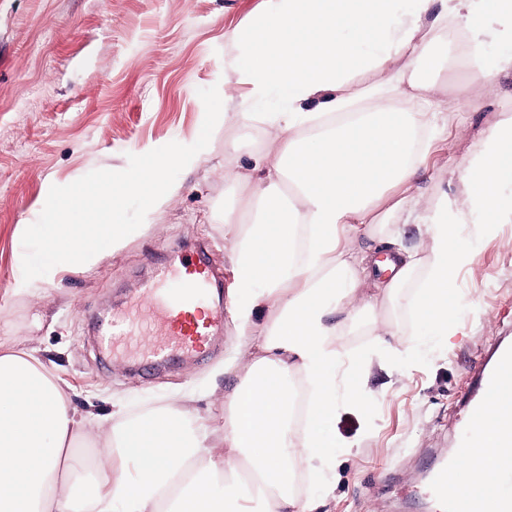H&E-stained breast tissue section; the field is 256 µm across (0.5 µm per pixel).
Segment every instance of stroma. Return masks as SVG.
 I'll use <instances>...</instances> for the list:
<instances>
[{
    "label": "stroma",
    "mask_w": 512,
    "mask_h": 512,
    "mask_svg": "<svg viewBox=\"0 0 512 512\" xmlns=\"http://www.w3.org/2000/svg\"><path fill=\"white\" fill-rule=\"evenodd\" d=\"M272 6V0H0V344L29 341L67 383L78 409L107 416L116 402L133 411L185 401L212 428L224 424L221 396L237 382L224 362L244 341L232 314H225L212 352L158 373L135 371L130 356L102 360L94 332L101 317L139 295L153 270L199 245L231 294L223 219L242 193L224 171L261 148L270 123L217 124L199 165L179 174L180 195L91 267L25 286L20 227L39 218L51 186L97 169L124 170L131 153L191 144L205 114L198 89L215 85L235 102H248L246 87L224 85L237 59L230 36ZM459 43L455 31L439 32L422 65L435 85L434 99L423 106L448 120L445 139L416 181L417 193L431 200L465 192L462 177L484 149L481 129L512 111V74L485 81L475 109L460 108L470 82ZM228 141L240 143V151L225 154ZM454 243L474 263L457 274L461 303L449 308L447 335H419L417 290L410 285L378 314L379 323L399 324L405 352L390 353L369 325L338 337L348 356L344 371L363 390L364 406L337 413L331 428L347 445L321 478L303 485L304 495L319 501L318 512H442L430 484L479 394L469 366L512 343V221L490 231L473 218L457 225Z\"/></svg>",
    "instance_id": "1"
}]
</instances>
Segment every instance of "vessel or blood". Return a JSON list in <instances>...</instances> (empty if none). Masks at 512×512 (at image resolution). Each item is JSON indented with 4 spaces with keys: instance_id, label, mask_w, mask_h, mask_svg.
Masks as SVG:
<instances>
[{
    "instance_id": "1",
    "label": "vessel or blood",
    "mask_w": 512,
    "mask_h": 512,
    "mask_svg": "<svg viewBox=\"0 0 512 512\" xmlns=\"http://www.w3.org/2000/svg\"><path fill=\"white\" fill-rule=\"evenodd\" d=\"M212 278L209 266L190 256L162 266L142 289L145 304L112 314L101 347L109 355L136 353L150 364L206 349L224 319L223 307L210 299ZM141 336L150 337L148 346H139ZM480 380L482 395L469 407L454 459L435 473L431 489L447 500L450 512H512V464L503 468L490 491H473L465 500L448 496L460 479L459 462L480 447L481 432L493 420L512 417V347L500 350L493 366L481 370Z\"/></svg>"
}]
</instances>
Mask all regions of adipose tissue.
Returning a JSON list of instances; mask_svg holds the SVG:
<instances>
[{
  "instance_id": "adipose-tissue-1",
  "label": "adipose tissue",
  "mask_w": 512,
  "mask_h": 512,
  "mask_svg": "<svg viewBox=\"0 0 512 512\" xmlns=\"http://www.w3.org/2000/svg\"><path fill=\"white\" fill-rule=\"evenodd\" d=\"M455 25L472 84L512 73V0H274L238 35L241 60L226 83L247 85L252 100L277 99L267 147L231 177L249 189L243 209L224 214L235 276L231 313L246 340L229 363L238 381L224 396V426L214 430L171 403L90 430L57 376L25 343L0 348V512H316L297 490V473H319L341 447L327 425L357 403L337 336L400 288L419 285L413 316L425 335L448 333V297L458 269L472 265L449 249L471 215L512 218L500 187L512 183V113L482 129L485 150L467 180L481 192L427 202L411 193L441 117L385 100L400 58L418 61L434 32ZM500 48L487 68L488 44ZM378 76L370 111L350 109L354 69ZM404 195L389 207V189ZM415 225L404 246L393 215ZM384 258L349 246L362 233ZM461 468L474 485L512 462L498 429ZM95 447L92 480L77 477L74 452Z\"/></svg>"
}]
</instances>
